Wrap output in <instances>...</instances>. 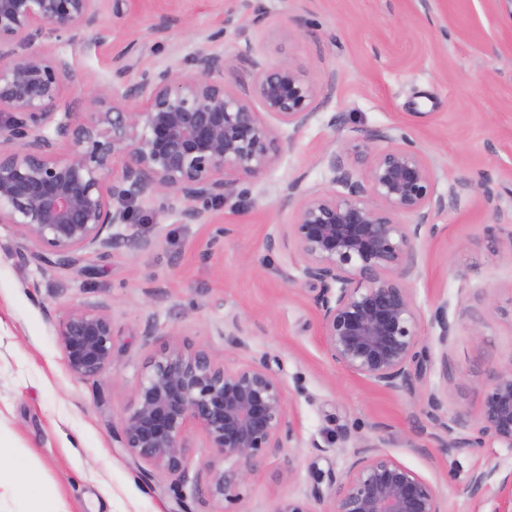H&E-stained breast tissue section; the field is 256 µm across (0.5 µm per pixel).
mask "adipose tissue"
I'll return each mask as SVG.
<instances>
[{
	"instance_id": "adipose-tissue-1",
	"label": "adipose tissue",
	"mask_w": 512,
	"mask_h": 512,
	"mask_svg": "<svg viewBox=\"0 0 512 512\" xmlns=\"http://www.w3.org/2000/svg\"><path fill=\"white\" fill-rule=\"evenodd\" d=\"M31 469L26 454L0 438V491L9 492L11 512H55L46 486L31 477Z\"/></svg>"
}]
</instances>
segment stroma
Returning <instances> with one entry per match:
<instances>
[{
  "mask_svg": "<svg viewBox=\"0 0 512 512\" xmlns=\"http://www.w3.org/2000/svg\"><path fill=\"white\" fill-rule=\"evenodd\" d=\"M152 2L124 0L117 9L104 0L106 45L53 41L77 74L64 92L74 111H84L86 89L111 82L128 45H136L139 67L185 70L219 31L237 90L251 88L238 60L249 50L300 65L332 94L307 127L283 129V151L263 179L211 207L203 223L136 212L150 247L88 249L75 266L57 268L0 224V428L32 452L67 512H274L281 499L315 490L313 512H326L354 447L379 439L440 486L445 512H512L497 486L468 488L471 473L487 465L512 471V451L488 443L448 456L427 414L429 394L444 388L449 411L477 419L492 372L512 362V0H177L163 34L154 31ZM337 112L351 129L407 135L433 158L437 193H457L434 212L437 233L418 244L422 274L409 288L422 371L409 394L379 391L324 355L315 289L280 275L296 272L300 257L265 246L294 221L277 202L288 183L326 186L323 158L338 148L327 120ZM480 183L489 196L474 192ZM440 307L456 325L444 363L432 324ZM74 309L111 319L109 376L69 374L53 323ZM235 316L233 338L224 324ZM163 344L205 347L230 367L266 361L286 386L295 437L234 500L210 496V471L225 462L199 430L189 437L193 466L184 482L114 437L148 357Z\"/></svg>",
  "mask_w": 512,
  "mask_h": 512,
  "instance_id": "obj_1",
  "label": "stroma"
}]
</instances>
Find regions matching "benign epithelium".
I'll use <instances>...</instances> for the list:
<instances>
[{
    "label": "benign epithelium",
    "mask_w": 512,
    "mask_h": 512,
    "mask_svg": "<svg viewBox=\"0 0 512 512\" xmlns=\"http://www.w3.org/2000/svg\"><path fill=\"white\" fill-rule=\"evenodd\" d=\"M103 0H0V224L42 250L44 261L67 268L89 248L105 252L120 240L147 247L130 210L112 200L159 204L181 223L198 224L210 205L248 190L278 160L281 128L295 131L316 116L324 90L291 62L240 55L252 73L251 95L222 78L224 51L191 59L193 70H144L133 84L114 82L85 96L86 116L62 103L73 74L68 61L37 37L87 34L105 44ZM257 99L270 120L256 112ZM385 143L380 148L377 143ZM65 143V156L57 155ZM330 188L295 180L279 202L294 222L267 240L270 249L300 256L302 279L314 296L325 354L387 392L414 390L422 365L419 311L407 283L420 274L418 243L433 234L430 216L448 206L436 192L428 153L407 137L357 130L326 157ZM443 375L454 326L433 316ZM66 367L78 380L112 367V321L93 309L63 313L55 324ZM286 387L265 361L229 368L209 350L163 345L145 363L131 410L119 418L121 447L151 467L184 478L192 464V429L232 462L213 473L209 493L234 496L261 457L292 440ZM444 391L428 407L448 455L489 439L512 451V361L492 375L478 420L444 413ZM440 488L378 444L352 452L326 512H444ZM274 512H314L299 497Z\"/></svg>",
    "instance_id": "1"
}]
</instances>
